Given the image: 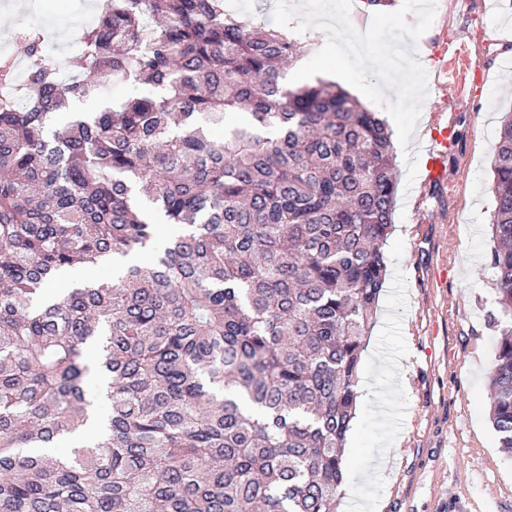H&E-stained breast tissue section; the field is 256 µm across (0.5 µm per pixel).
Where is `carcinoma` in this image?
<instances>
[{"label":"carcinoma","mask_w":512,"mask_h":512,"mask_svg":"<svg viewBox=\"0 0 512 512\" xmlns=\"http://www.w3.org/2000/svg\"><path fill=\"white\" fill-rule=\"evenodd\" d=\"M83 44L65 79L28 37V107L0 99V512H336L387 271L388 124L335 81L288 88L313 44L224 0H105ZM107 77L148 92L51 129ZM491 170L489 412L512 452V115ZM161 224L184 229L159 248ZM134 253L149 265L39 301ZM90 366L106 432L59 455ZM98 264L99 265L96 266L75 269L68 275H61L56 279L59 281L55 282L52 286L53 289L50 290H56L57 288H62L74 284L75 282L94 281L95 270L91 267H95L96 269L97 282L112 283L115 279L113 277L112 268L104 262H99Z\"/></svg>","instance_id":"1"}]
</instances>
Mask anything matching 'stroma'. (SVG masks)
I'll list each match as a JSON object with an SVG mask.
<instances>
[{
  "mask_svg": "<svg viewBox=\"0 0 512 512\" xmlns=\"http://www.w3.org/2000/svg\"><path fill=\"white\" fill-rule=\"evenodd\" d=\"M99 0H0V56L39 30L65 67L79 60L71 28L90 27ZM512 0H437L417 42L426 72L454 71L461 92L426 86L407 146H396L398 185L387 276L357 376L356 417L336 512H512V456L489 417L490 366L500 333L487 261L491 149L512 111ZM459 133L440 183L407 177L435 110Z\"/></svg>",
  "mask_w": 512,
  "mask_h": 512,
  "instance_id": "obj_1",
  "label": "stroma"
}]
</instances>
